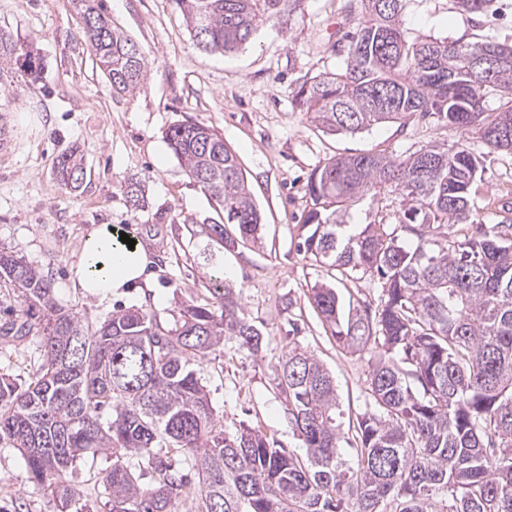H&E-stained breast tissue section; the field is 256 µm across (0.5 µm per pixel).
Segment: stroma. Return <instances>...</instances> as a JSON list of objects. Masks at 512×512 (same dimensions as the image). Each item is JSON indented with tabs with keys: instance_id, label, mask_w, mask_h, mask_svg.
<instances>
[{
	"instance_id": "1",
	"label": "stroma",
	"mask_w": 512,
	"mask_h": 512,
	"mask_svg": "<svg viewBox=\"0 0 512 512\" xmlns=\"http://www.w3.org/2000/svg\"><path fill=\"white\" fill-rule=\"evenodd\" d=\"M98 6L146 57V78L134 91L113 92L81 38L82 13L73 0H0V28L33 44L45 64L32 91L21 73L0 72V249L48 273L57 301L93 324L131 307L177 320L186 305L211 302L210 277L220 274L241 291L244 312L262 334L259 351L228 340L200 364L224 432L250 426L275 447L305 455L276 372L296 342L334 377L341 452L353 459L351 424L367 409L369 362L336 343L309 298L315 286L331 284L342 306L374 313L383 302L382 284L368 274H340L300 251L312 206L309 174L344 155L400 156L433 144H466L480 155L484 171L472 221L456 228L461 237L473 225L499 223L512 209V153L489 149L475 133L435 118L328 134L300 112L293 90L342 64L334 51L337 30L348 25L340 0H298L292 12L278 13L242 49L224 56L197 47L172 0H98ZM401 20L413 37L469 41L489 35L512 44V0H496L487 24L455 9L452 0H407ZM186 122L215 128L237 155L263 217L257 243L221 246L192 233V224L212 222L217 213L165 139L170 126ZM71 146L79 147L86 165L76 191L54 174L57 157ZM133 181L145 190L139 208L127 197ZM403 208L401 196L388 192L352 206L349 219L383 225L388 236L411 247L415 241L400 223ZM102 224L133 233L151 252L149 287L103 301L75 288L81 241ZM37 363L35 340L0 345V374L23 380ZM109 465L103 455L77 461L84 512H105L97 485ZM0 512H60L50 492L26 482L23 458L5 441Z\"/></svg>"
}]
</instances>
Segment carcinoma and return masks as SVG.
<instances>
[{"instance_id":"cac0c4a2","label":"carcinoma","mask_w":512,"mask_h":512,"mask_svg":"<svg viewBox=\"0 0 512 512\" xmlns=\"http://www.w3.org/2000/svg\"><path fill=\"white\" fill-rule=\"evenodd\" d=\"M173 0L210 53L250 41L281 2ZM84 40L112 89L145 79L143 53L112 30L95 0H76ZM406 0H343L356 20L336 40L343 57L292 92L297 108L322 130L359 133L412 116L437 117L501 149L492 133L512 122V48L484 37L462 42L411 38L402 28ZM493 0H455L487 13ZM491 47L503 61L472 67ZM42 81L43 63L0 29V70ZM511 107L491 112L485 91ZM166 140L222 219L193 232L224 244L226 226L241 242L260 239L262 216L237 156L214 129L171 126ZM481 161L464 144L432 145L403 157L362 153L331 159L307 182L312 201L305 253L335 270L382 280L375 315L354 306L342 315L334 288L312 289V305L343 347L369 355L370 409L357 417L353 463L343 459L336 388L327 368L297 343L277 369L288 418L306 458L270 446L249 426L226 433L195 365L234 339L259 349L261 333L232 288L216 303L189 305L171 325L155 313L118 310L92 326L57 302L51 276L0 249V298L20 312L0 325L9 346L39 339V363L26 381L0 374V441L26 462V481L58 499L61 512L81 497L69 471L80 457L104 454L101 485L108 512H512V224L479 227L455 238L473 215ZM85 169L78 148L62 152L56 179ZM402 196L401 223L415 248L375 224H350L353 203L384 192Z\"/></svg>"}]
</instances>
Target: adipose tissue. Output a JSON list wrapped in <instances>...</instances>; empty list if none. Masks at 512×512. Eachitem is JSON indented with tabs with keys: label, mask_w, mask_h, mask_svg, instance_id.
I'll use <instances>...</instances> for the list:
<instances>
[{
	"label": "adipose tissue",
	"mask_w": 512,
	"mask_h": 512,
	"mask_svg": "<svg viewBox=\"0 0 512 512\" xmlns=\"http://www.w3.org/2000/svg\"><path fill=\"white\" fill-rule=\"evenodd\" d=\"M111 225L103 224L84 239L77 268L76 285L86 294L106 297L139 287L153 260L142 245L131 249L113 246Z\"/></svg>",
	"instance_id": "1"
}]
</instances>
